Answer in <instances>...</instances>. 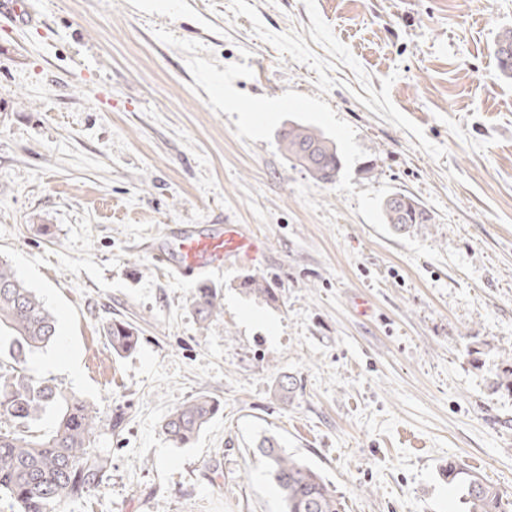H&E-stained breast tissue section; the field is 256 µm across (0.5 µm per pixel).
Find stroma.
I'll return each instance as SVG.
<instances>
[{
    "instance_id": "obj_1",
    "label": "stroma",
    "mask_w": 512,
    "mask_h": 512,
    "mask_svg": "<svg viewBox=\"0 0 512 512\" xmlns=\"http://www.w3.org/2000/svg\"><path fill=\"white\" fill-rule=\"evenodd\" d=\"M0 21V259L44 299L25 369L89 401L110 462L56 512H282L256 451L276 436L343 512H465L440 467L512 499V0H31ZM344 157L316 182L291 122ZM402 193L426 229L397 235ZM247 224L265 254L213 276L163 256L179 224ZM248 273L277 303L245 295ZM139 331L115 356L104 322ZM480 349L472 363L467 347ZM295 378L291 401L274 393ZM218 415L187 447L167 412ZM279 143L294 161L322 184L338 180L342 157L336 144L321 131L303 123H288L279 132ZM381 218L396 234L409 233L411 229L415 230L431 221L421 203L401 193L391 194L383 200ZM223 299L222 289L215 283L203 282L192 292V306L195 308L199 321L209 323L216 317ZM219 410L220 405L215 400L206 394H198L169 411L163 420L162 432L177 446H188L197 439Z\"/></svg>"
}]
</instances>
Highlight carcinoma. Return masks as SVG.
Here are the masks:
<instances>
[{"mask_svg": "<svg viewBox=\"0 0 512 512\" xmlns=\"http://www.w3.org/2000/svg\"><path fill=\"white\" fill-rule=\"evenodd\" d=\"M496 53L509 59L500 63V69L512 77V28L499 33ZM279 143L315 181L332 184L338 180L342 157L336 144L321 131L293 122L279 132ZM381 218L396 234H406L431 221L421 203L401 193L383 200ZM240 288L271 304L277 302L275 289L258 274L244 276ZM222 299L220 286L199 284L192 292L199 321L211 322ZM103 331L114 355L131 353L140 344L136 328L128 323L111 321ZM1 336L9 338L14 356L11 365H0V497L11 499L17 512H55V506L62 502L89 496L103 481L110 463L94 448L99 417L90 402L26 373V354L46 347L57 336L56 319L2 260ZM489 389L512 392L511 362L490 378ZM219 410L215 400L201 393L171 409L163 420L162 432L177 446H188ZM49 413L54 416L52 429L43 435L31 434ZM257 450L269 479L279 490L283 512H340L338 497L322 475L286 453L275 437L263 438ZM445 477L461 489L466 512H507L508 504L500 490L477 475L450 464Z\"/></svg>", "mask_w": 512, "mask_h": 512, "instance_id": "1", "label": "carcinoma"}]
</instances>
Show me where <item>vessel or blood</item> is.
Segmentation results:
<instances>
[{
	"mask_svg": "<svg viewBox=\"0 0 512 512\" xmlns=\"http://www.w3.org/2000/svg\"><path fill=\"white\" fill-rule=\"evenodd\" d=\"M263 250V241L243 224H184L168 238L165 258L179 273L209 274L231 259H256Z\"/></svg>",
	"mask_w": 512,
	"mask_h": 512,
	"instance_id": "vessel-or-blood-1",
	"label": "vessel or blood"
}]
</instances>
